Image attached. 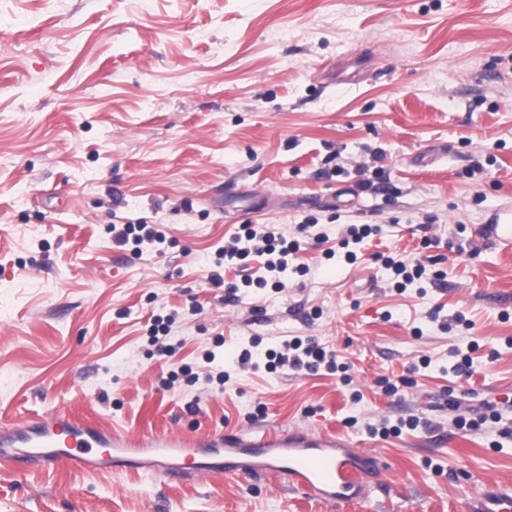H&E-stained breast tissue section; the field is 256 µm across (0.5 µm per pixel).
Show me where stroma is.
Instances as JSON below:
<instances>
[{
	"instance_id": "obj_1",
	"label": "stroma",
	"mask_w": 512,
	"mask_h": 512,
	"mask_svg": "<svg viewBox=\"0 0 512 512\" xmlns=\"http://www.w3.org/2000/svg\"><path fill=\"white\" fill-rule=\"evenodd\" d=\"M508 209L512 0H0V421L326 430L387 463L334 508L265 479L62 466L0 512H481L512 487V437L454 420L512 425V253L480 234ZM110 224L165 241L135 254ZM241 224L300 249L279 274L250 256L269 285L233 296L214 252ZM353 224L379 227L358 262L323 258L316 234ZM397 255L427 268L402 293ZM291 336L346 375L266 370ZM185 366L196 381L171 380ZM413 416L428 427L368 431ZM123 226V229L118 232H116L115 224H112V228L110 229V232L113 234V240L118 243L128 244L131 239L135 248H138V246L144 241L151 243L156 242L158 244H161L164 241V234L157 228L153 227L156 225L124 224Z\"/></svg>"
}]
</instances>
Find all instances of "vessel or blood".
Masks as SVG:
<instances>
[{"instance_id": "1", "label": "vessel or blood", "mask_w": 512, "mask_h": 512, "mask_svg": "<svg viewBox=\"0 0 512 512\" xmlns=\"http://www.w3.org/2000/svg\"><path fill=\"white\" fill-rule=\"evenodd\" d=\"M483 237L512 249V225H484ZM93 471L130 469L186 477L220 472L230 477H271L306 496L332 504L363 499L383 460L329 432L213 430L201 437L165 432L129 434L57 414L18 418L0 429V499L35 467L59 464Z\"/></svg>"}]
</instances>
